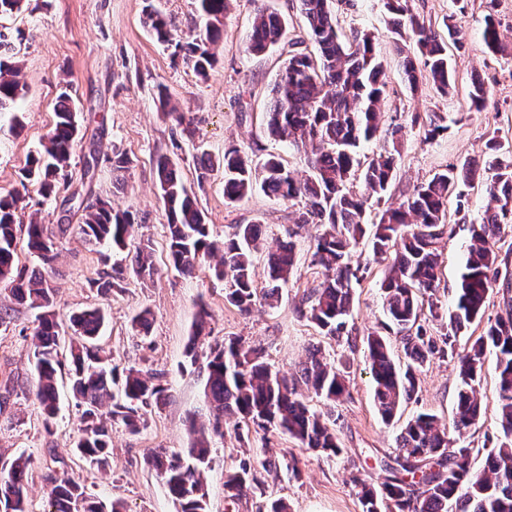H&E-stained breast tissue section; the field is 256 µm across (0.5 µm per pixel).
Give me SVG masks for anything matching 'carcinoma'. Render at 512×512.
<instances>
[{
    "label": "carcinoma",
    "instance_id": "carcinoma-1",
    "mask_svg": "<svg viewBox=\"0 0 512 512\" xmlns=\"http://www.w3.org/2000/svg\"><path fill=\"white\" fill-rule=\"evenodd\" d=\"M345 10L354 0H297L307 25V34L318 54L296 52L278 74L272 88V104L267 112V131L275 139L309 149L305 178L295 176L283 160L269 154L259 165L236 148L224 151V201L238 202L260 189L278 200L303 202L295 227L286 230L288 240L280 242L267 255L266 276L272 287L258 289L254 279L253 251L262 239L260 224H238L224 241L211 237L204 211L183 182L178 167L167 158L157 162V190L167 211L168 257L177 272L191 275L199 263L214 259L213 275L225 281L226 302L243 313L256 305H272L279 288L288 284L296 263L293 238L311 224L316 227L312 264L324 269L326 279L310 289L303 303L305 315L321 333L333 339L346 338L351 314L352 284L359 281L361 263L356 249L364 239L363 216L368 201L382 199L396 171L395 154L385 150L361 160L358 149L372 140L384 121L382 109L386 78L374 35L354 31L343 36L336 25L332 2ZM194 25L200 34L191 41L176 44L183 60L199 74L213 65L211 46L224 26V13L230 0H197ZM390 16L396 41L413 40L423 58L419 69L415 58L404 52L400 60L404 82L418 88L422 72H427L434 89L441 95L452 87L448 66V41H459V31L451 18L444 20L448 39L413 12L411 0H380ZM150 28L160 43L171 42L170 23L159 11L147 6ZM493 13L484 20L483 42L494 55L503 50ZM286 35L283 17L268 9H256L249 35V50L267 53ZM14 46L0 32V115L13 112L23 94L18 72L10 62ZM471 107L486 108L489 92L481 82L469 91ZM442 117L430 113L421 123L425 139L446 130ZM76 108L64 92L56 109L54 127L41 149L29 154L22 177L35 180L43 197L60 189V180L70 165L78 134ZM479 173L486 175L489 208L482 223L473 225L472 242L467 250L465 272L457 291L454 308L443 322L433 301L441 272L438 244L447 232L448 194L473 184ZM360 182L362 191L353 190ZM91 184L71 193L69 217L60 224H43L33 218L23 224L17 214L18 196L0 197V284L12 298L39 310L32 333V366L37 380L36 398L41 406L45 430H51L59 411V376L68 370L72 397L82 408L74 448L90 467L106 466L112 454L113 423L135 435L145 426L144 416L168 403L169 387L158 373L128 368L118 371L95 345L105 323L98 307L86 308L70 318L69 346L61 349V325L54 310L55 289L43 274L19 263L17 233L25 232L28 249L42 265L51 267L59 253L57 238L71 230L99 246L124 249L134 230V216L102 199L89 201ZM512 152L502 151L491 138L484 158L467 159L459 167L434 174L415 186L403 200L384 209L371 237L373 253L390 259L388 275L381 283L383 309L397 329L406 364L395 361L386 337L370 332L366 337V359L373 380V398L382 418L390 423L402 404L417 393L418 373L427 362L451 357L457 360L459 387L455 413L449 426L442 427L430 413H419L409 420L396 437L395 465L377 489L355 479L362 512H512V304L505 313L489 322L484 334L469 350L456 352L457 336L467 324L483 316L490 289L512 280L508 258L500 257L497 242L512 225ZM132 272L146 280L154 277L155 264L148 244L127 253ZM210 313L205 305L192 329L185 357L192 364L205 354L204 395L211 408L210 425L190 423V442L182 452L156 450L146 464L156 472L172 497L177 512H208L205 472L210 467V433H219L224 418L238 419L235 427L253 426L264 433L277 430L298 441L302 447L328 458L341 452L336 430L321 414L299 399L296 381L288 379L264 359V351L247 346L239 338L199 351L201 337ZM496 353L497 442L486 455L481 471L470 468L472 448L465 445L468 433L482 417L477 396L486 351ZM301 380L318 396L338 400L348 394L345 378L335 361L321 348L309 352L301 370ZM31 457L20 453L0 468V512H31L28 474ZM278 464L267 457L243 460L238 468L224 474V497L233 506L264 492L265 482L257 476L268 474ZM45 512H124L123 504H109L87 493L80 483L65 477H47Z\"/></svg>",
    "mask_w": 512,
    "mask_h": 512
}]
</instances>
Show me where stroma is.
<instances>
[{
  "instance_id": "35a3bbf8",
  "label": "stroma",
  "mask_w": 512,
  "mask_h": 512,
  "mask_svg": "<svg viewBox=\"0 0 512 512\" xmlns=\"http://www.w3.org/2000/svg\"><path fill=\"white\" fill-rule=\"evenodd\" d=\"M171 19L173 41L159 43L145 23L146 0H26L21 13L0 16V29L11 33L21 67L18 79L24 96L18 114L0 115V195L20 191L18 211L37 215L41 223L55 224L63 215L60 199H44L37 183L19 186V172L27 156L39 149L55 121L61 91H68L79 113L80 142L67 169L70 186H78L85 162L96 156L93 184L96 196L113 206L130 211L137 229L134 239L150 243L158 273L153 280L140 281L123 254L88 242L78 232L59 241L60 256L45 277L56 290V312L61 320L88 307L102 308L106 326L99 340L118 368L150 369L164 374L171 397L162 409L147 413L142 432L132 436L112 431V457L106 469L83 463L73 450L80 412L69 396H62L61 409L52 426L44 428L36 382L32 372V330L36 312L11 299L0 289V308L9 321L0 325V391L10 390L5 409L0 410V461L18 453L31 455L29 497L35 512L45 505L44 477L48 472L67 473L102 501L120 499L127 512H176L172 500L156 475L145 464L153 450L182 451L189 442L188 417H209L204 401L203 363H187L184 356L191 326L200 306L213 315L211 333L205 344L237 336L263 348L273 369L297 375L309 350L321 348L346 376L349 397L331 402L303 391L307 404L321 413L333 427L342 448L338 456L325 458L303 448L279 432L264 435L237 433L233 420H226L224 434L212 440L211 467L206 473L209 512H229L224 498V473L238 466L257 449H268L279 463L277 473L265 476L266 494L253 498L239 512H265L268 500L285 499L291 512H361L353 483L361 477L381 486L385 474L379 460L396 455L398 425L380 417L372 394V379L363 355V336L370 330L385 331L395 340V330L386 329L382 280L388 262L376 257L370 242H362V277L354 286V306L348 328L356 347L346 341L330 340L299 309L304 294L323 280L311 263L315 234L307 227L296 237L297 265L288 284L279 293L275 307L262 306L241 313L224 300V282L208 266L184 276L167 265V216L157 197L156 166L160 157L178 163L188 190L195 194L206 215L212 235L224 240L235 225L259 223L265 246L253 255L258 288H266L264 270L267 251L274 248L293 224V204L255 191L243 200L224 201V170L216 168L205 181L197 179L201 154L221 160L224 151L236 147L252 159L279 155L298 176L308 173L304 150L268 136L264 110L279 71L290 54L302 50L315 53L307 40V28L297 0H263L287 22L284 41L263 55L247 50L255 4L253 0H230L220 40L214 47L216 62L208 76H198L178 54L176 42L196 36L191 20L195 0H155ZM357 7L337 13L343 32L365 30L375 35L377 50L386 68L385 109L396 114L403 126L398 138L387 130L364 143L361 155L370 156L398 141L397 175L381 202H369L366 223L376 222L383 207L399 202L413 187L451 165L482 157L485 143L496 138L512 147V0H413L415 12L435 28L452 18L462 41L449 44L448 59L453 86L440 95L428 81L411 92L399 71V54L390 32L389 18L379 0H355ZM495 12L499 33L509 49L499 55L486 52L482 41L484 17ZM484 83L490 103L480 112L470 108L469 91L474 81ZM167 94L180 112L193 121L191 132L160 108L159 94ZM437 112L447 132L436 140L423 139L413 116ZM126 154L128 171L112 169L114 154ZM465 202L448 199L450 235L440 243L443 267L435 292L442 308L453 307L465 257L471 242L472 225L481 223L488 198L481 183L465 190ZM118 276L121 289L98 294L93 280L104 274ZM150 309L154 321L149 335L132 326L133 317ZM496 356L487 352L480 395L487 413L468 439L474 450L472 470L484 465L483 447L496 436L493 412L497 405ZM459 384L457 363L445 358L427 365L420 375L416 398L401 410L402 419L417 412L435 414L440 422L451 419ZM296 471H288V462Z\"/></svg>"
}]
</instances>
